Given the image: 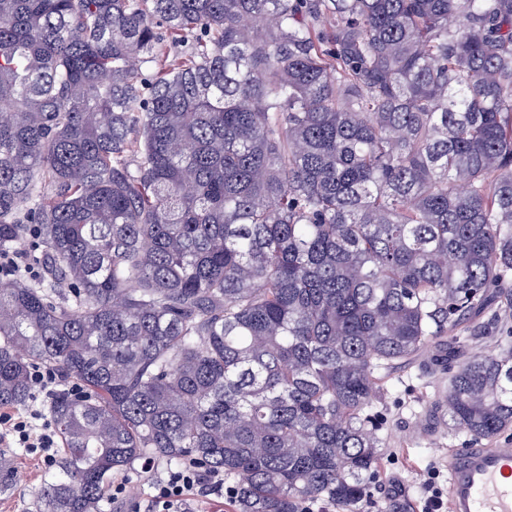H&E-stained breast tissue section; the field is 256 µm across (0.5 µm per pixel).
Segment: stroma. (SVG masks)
I'll return each mask as SVG.
<instances>
[{
  "label": "stroma",
  "instance_id": "stroma-1",
  "mask_svg": "<svg viewBox=\"0 0 512 512\" xmlns=\"http://www.w3.org/2000/svg\"><path fill=\"white\" fill-rule=\"evenodd\" d=\"M436 353V346H429L415 363L392 370L387 377L386 394L376 405L383 418L382 456L364 512H419L421 484L431 469L439 471V487L448 486L450 449L512 444V428L476 441L434 413L433 405L448 385L447 372L435 363ZM0 459L17 475L16 484L0 492V512H32L31 491L40 485L47 463L24 448L1 449ZM165 470L160 464L144 474L117 473L113 484L121 492L105 498L101 512H146L153 485Z\"/></svg>",
  "mask_w": 512,
  "mask_h": 512
}]
</instances>
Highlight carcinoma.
Here are the masks:
<instances>
[{
    "label": "carcinoma",
    "instance_id": "obj_1",
    "mask_svg": "<svg viewBox=\"0 0 512 512\" xmlns=\"http://www.w3.org/2000/svg\"><path fill=\"white\" fill-rule=\"evenodd\" d=\"M0 407L44 365L35 512L192 463L238 512H363L384 372L512 427V0H0Z\"/></svg>",
    "mask_w": 512,
    "mask_h": 512
}]
</instances>
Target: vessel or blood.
Returning <instances> with one entry per match:
<instances>
[{
    "instance_id": "vessel-or-blood-1",
    "label": "vessel or blood",
    "mask_w": 512,
    "mask_h": 512,
    "mask_svg": "<svg viewBox=\"0 0 512 512\" xmlns=\"http://www.w3.org/2000/svg\"><path fill=\"white\" fill-rule=\"evenodd\" d=\"M449 512H512V448L451 452Z\"/></svg>"
}]
</instances>
